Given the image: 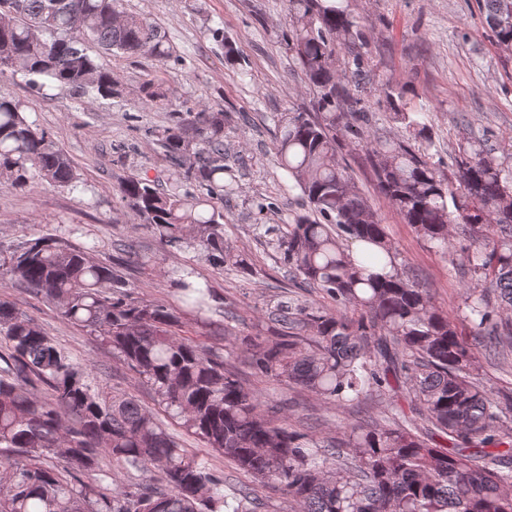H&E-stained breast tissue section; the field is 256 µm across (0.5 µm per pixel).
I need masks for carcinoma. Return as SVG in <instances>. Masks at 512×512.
<instances>
[{"mask_svg":"<svg viewBox=\"0 0 512 512\" xmlns=\"http://www.w3.org/2000/svg\"><path fill=\"white\" fill-rule=\"evenodd\" d=\"M485 22L512 0H478ZM121 0H0V76L81 95H120L112 71L85 47L165 59L170 46ZM288 49L313 91L311 110L288 113L280 165L309 206L285 235L264 236L288 272L336 308L283 296L267 309L271 335L227 341L259 376L299 386L347 415L319 437L274 416L260 392L206 347L176 331L162 304L124 291L112 267L40 236L0 255L17 277L58 305L68 322L100 337L158 406L205 447L234 462L299 512H512V399L493 394L477 355H512V151L486 139L457 143L445 174L423 113L383 93L408 136L365 132L373 77L362 26L347 0H288ZM160 133L183 190L159 191L135 175L119 187L133 222L160 241L199 247L219 265L247 268L224 247V111L202 109ZM365 143L380 192L403 222L468 277L451 316L395 267L386 226L355 189L336 131ZM0 179L69 187L71 159L0 98ZM466 246L455 249L453 233ZM370 244L360 256L348 242ZM186 306L205 289L177 281ZM472 330L460 337L458 323ZM0 512H260L252 492L224 491V477L175 440L130 394L94 381L90 364L60 348L33 320L0 301ZM47 387L41 392L38 385Z\"/></svg>","mask_w":512,"mask_h":512,"instance_id":"carcinoma-1","label":"carcinoma"}]
</instances>
